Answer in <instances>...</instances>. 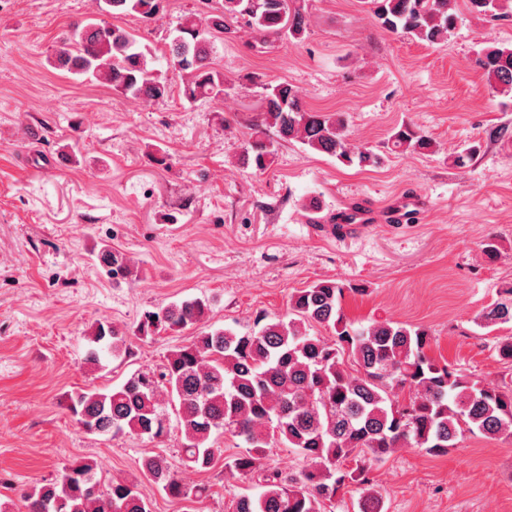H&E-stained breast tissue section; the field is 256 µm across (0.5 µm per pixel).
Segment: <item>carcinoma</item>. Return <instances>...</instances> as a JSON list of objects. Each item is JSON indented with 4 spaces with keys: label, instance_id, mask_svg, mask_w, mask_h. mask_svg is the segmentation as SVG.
Masks as SVG:
<instances>
[{
    "label": "carcinoma",
    "instance_id": "carcinoma-1",
    "mask_svg": "<svg viewBox=\"0 0 512 512\" xmlns=\"http://www.w3.org/2000/svg\"><path fill=\"white\" fill-rule=\"evenodd\" d=\"M103 11L118 17L135 13L153 21L163 0H103ZM377 24L392 34L439 44L448 39L457 19V0H367ZM477 13L495 16L505 0H466ZM292 15L290 26L282 14ZM243 18L263 39L282 33L297 40L306 31L301 0H222L203 18L176 28L166 61L180 78L182 97L195 102L224 97V74L210 63L213 40L229 20ZM152 50L137 36L104 20L76 23L56 40L54 65L86 76L113 90L156 103L172 93V81L155 73ZM476 65L497 93L512 94V45L488 46ZM341 112L304 106L297 89L282 82L266 87L264 110L253 124L254 139L242 156L244 166L264 170L272 152L265 139L297 140L343 165L377 166L379 155L354 148ZM401 152L431 150L422 131L403 125L390 136ZM96 258L112 280L132 274L130 259L103 247ZM345 285L320 280L297 290L283 318L258 316L243 334L231 329L202 330L194 340L170 351L159 369H141L115 389L78 390L66 407L88 432L101 435L168 434L165 401L177 398L178 423L184 435L186 468L206 471L218 449L215 432L241 438L247 451L227 464L230 474L252 475L262 491L237 498L233 512H323L351 486L372 484L375 461L408 446L443 455L458 447L465 434L512 437V390L470 378L428 353V332L420 327L348 319L341 308ZM501 299L479 314V326L512 323V284L499 289ZM207 301L172 302L143 313L135 330L142 340L178 332L204 321ZM334 332L317 336L310 327ZM85 363L101 365L106 356L128 351L127 334L109 321H97L86 333ZM355 369L348 370L345 359ZM293 448L310 461L293 477L262 464L266 449ZM99 466L75 459L53 479L25 495L27 512H149L137 485L113 480L101 486ZM144 477L174 499H200L209 487L178 477L160 455L144 458Z\"/></svg>",
    "mask_w": 512,
    "mask_h": 512
}]
</instances>
